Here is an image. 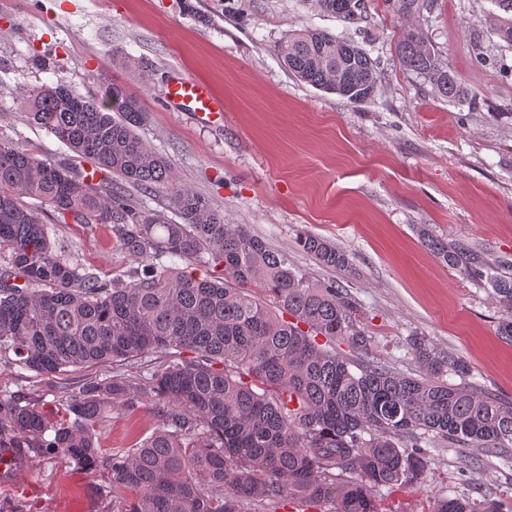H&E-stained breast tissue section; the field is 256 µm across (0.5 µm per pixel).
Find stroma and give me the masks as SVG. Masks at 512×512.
<instances>
[{
	"mask_svg": "<svg viewBox=\"0 0 512 512\" xmlns=\"http://www.w3.org/2000/svg\"><path fill=\"white\" fill-rule=\"evenodd\" d=\"M371 23L344 27L312 0H0V137L56 163L74 154L32 125L17 104L24 90L64 80L102 97L108 82L140 94L150 119L140 137L167 157L181 185L249 225L294 267L334 280L355 301L375 361L417 374L407 349L418 334L467 361L477 388L512 400V344L496 334L502 315L484 279L462 275L423 245L420 231L472 247L487 267L512 261V49L493 34L494 0H434L422 27L442 63L478 94L475 106L448 102L404 70L395 44L404 26L383 0H366ZM317 28L349 38L376 59V96L354 106L294 78L274 45ZM176 76L205 83L224 103L208 126L165 101ZM349 254L338 270L315 262L300 235ZM57 250L101 279L137 264L98 224H59ZM85 376L0 366V390L54 400ZM148 405L113 416L104 447L146 438ZM476 471L461 473L457 449L433 438L417 483L380 488L388 512H432L457 486L475 501L512 506V468L498 453L471 449ZM0 512H112L100 473L59 458H32L17 482H0Z\"/></svg>",
	"mask_w": 512,
	"mask_h": 512,
	"instance_id": "obj_1",
	"label": "stroma"
}]
</instances>
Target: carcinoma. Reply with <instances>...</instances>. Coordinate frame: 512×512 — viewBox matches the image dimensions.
<instances>
[{"mask_svg": "<svg viewBox=\"0 0 512 512\" xmlns=\"http://www.w3.org/2000/svg\"><path fill=\"white\" fill-rule=\"evenodd\" d=\"M346 25L367 21L365 0H314ZM404 20L429 0H384ZM495 36L512 48V0H497ZM299 81L351 104L374 96L376 63L359 44L318 29L274 45ZM402 67L450 102L473 105L422 30L402 29ZM29 119L110 175L96 184L79 170L0 139V365L38 375L108 364L78 392L51 402L0 390V449L20 459L64 457L106 474L112 512H247L252 504L302 499L320 512H383L381 487L416 482L429 462L426 436L448 438L460 469L470 448H512V402L470 386L469 364L425 336L407 346L420 375L396 373L369 357L347 290L314 281L245 224H226L201 195L181 185L170 162L137 133L149 120L140 96L112 83L102 99L58 81L19 100ZM167 195L179 221L131 205L121 183ZM30 197L49 214L23 202ZM101 224L114 247L138 262L129 280H101L51 241V221ZM423 242L468 277L484 263L468 245L422 232ZM299 246L319 264L350 266L329 241ZM202 262L218 274L179 268ZM504 312L497 333L512 342V277L494 280ZM348 350H343L341 345ZM170 364L143 374L142 359ZM460 382L453 383L450 378ZM150 399L152 434L105 448L97 429ZM435 512H503L463 495Z\"/></svg>", "mask_w": 512, "mask_h": 512, "instance_id": "1", "label": "carcinoma"}]
</instances>
